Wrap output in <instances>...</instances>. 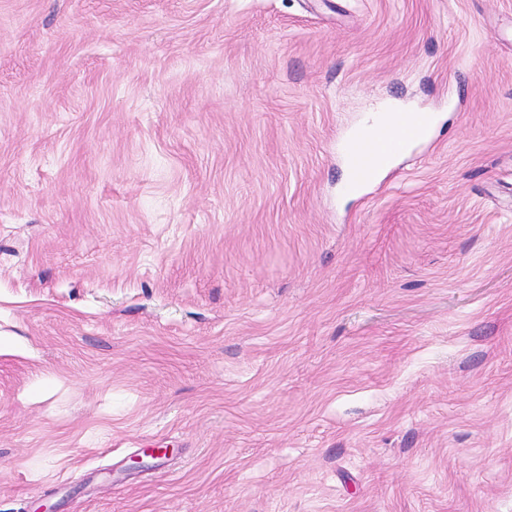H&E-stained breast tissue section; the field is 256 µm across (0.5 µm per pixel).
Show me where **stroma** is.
<instances>
[{"label":"stroma","instance_id":"stroma-1","mask_svg":"<svg viewBox=\"0 0 512 512\" xmlns=\"http://www.w3.org/2000/svg\"><path fill=\"white\" fill-rule=\"evenodd\" d=\"M0 512H512V0H0ZM431 122V116L427 113L411 114L410 121H402L398 128L396 138L386 144V151L394 152L405 142L420 141ZM345 157L349 168L351 189L367 184L368 173L376 163V154L365 138L351 137L345 145Z\"/></svg>","mask_w":512,"mask_h":512}]
</instances>
